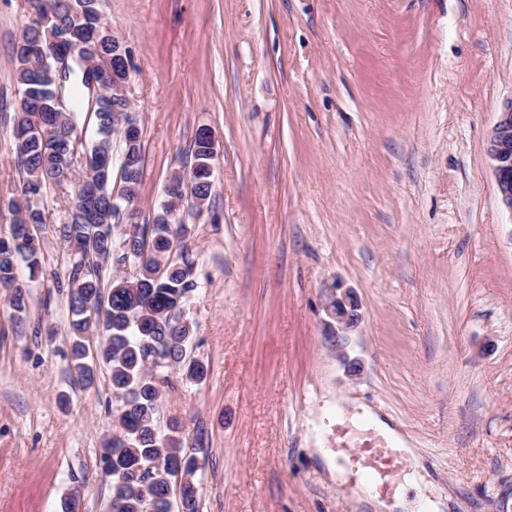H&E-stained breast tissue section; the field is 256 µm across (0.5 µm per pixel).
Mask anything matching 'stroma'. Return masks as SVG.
I'll return each instance as SVG.
<instances>
[{"instance_id":"obj_1","label":"stroma","mask_w":512,"mask_h":512,"mask_svg":"<svg viewBox=\"0 0 512 512\" xmlns=\"http://www.w3.org/2000/svg\"><path fill=\"white\" fill-rule=\"evenodd\" d=\"M31 10L0 0V236L15 163L13 48ZM134 53L140 216L151 223L198 128L215 136L208 210L184 208L197 288L189 385L159 424L207 448L200 512H370L317 459L415 448L446 512H512V213L488 156L512 100V0H102ZM29 308L0 294V512H108L99 463L117 402L71 370V256L47 198ZM341 283L361 321L324 328ZM358 359L348 376L339 353Z\"/></svg>"}]
</instances>
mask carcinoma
I'll return each instance as SVG.
<instances>
[{
	"mask_svg": "<svg viewBox=\"0 0 512 512\" xmlns=\"http://www.w3.org/2000/svg\"><path fill=\"white\" fill-rule=\"evenodd\" d=\"M104 21L101 0H49L39 19L23 28L14 46V75L20 96L15 108L17 162L23 172L25 198L10 201L14 220L10 237L0 238V288L8 291L13 309H28L26 285L16 277L15 257L27 262L29 279L42 273L41 245L27 228L46 223L45 198L59 191L68 209L67 221L58 232L73 254L68 275L69 306L73 319L72 364L79 379L93 382L95 368L109 370L112 393L120 402L114 416L115 431L102 443L101 459L112 469L109 481L112 512H200V481L197 478L206 448L185 446L180 424L163 433L157 425L161 399L158 373L168 368L182 373V380L200 385L208 366L187 360L193 323L185 307L196 288L192 265L185 253L184 225L170 224L158 213L151 224H120L112 216V155L115 125L127 101L110 93L96 102L95 137H79L78 112L54 110V99L78 104L82 88H91L85 69L71 65L56 72L48 58L29 55L28 45L40 43L45 50L60 52L62 31L73 38H88ZM102 66L121 67L112 56V40L99 36L91 42ZM122 159L135 173L133 180L120 179L119 190L138 196L142 169L139 132L121 137ZM101 160L93 174L75 177L74 155ZM195 164L184 186L199 210L208 207L212 180L211 144L202 132L193 141ZM119 270L137 265V274L102 279L103 266ZM97 306L91 316L87 304ZM96 334V359L86 355L91 335Z\"/></svg>",
	"mask_w": 512,
	"mask_h": 512,
	"instance_id": "obj_1",
	"label": "carcinoma"
}]
</instances>
